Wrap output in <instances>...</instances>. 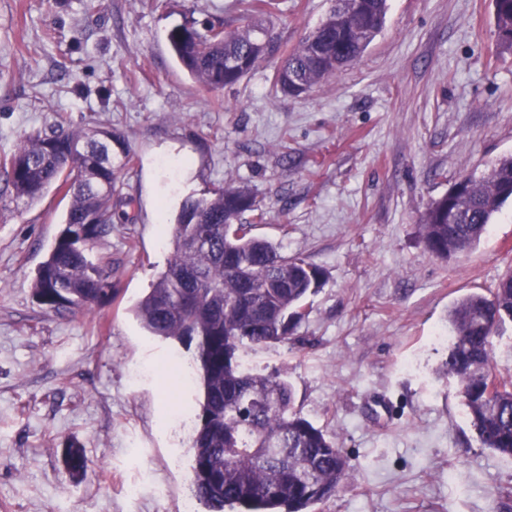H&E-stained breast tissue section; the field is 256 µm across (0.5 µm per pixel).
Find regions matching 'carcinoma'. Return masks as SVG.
Here are the masks:
<instances>
[{
    "instance_id": "carcinoma-1",
    "label": "carcinoma",
    "mask_w": 512,
    "mask_h": 512,
    "mask_svg": "<svg viewBox=\"0 0 512 512\" xmlns=\"http://www.w3.org/2000/svg\"><path fill=\"white\" fill-rule=\"evenodd\" d=\"M500 46L512 51V0H493ZM278 0H249L248 18L269 15ZM388 0H334L321 23L281 59L273 85L306 92L357 63L381 33ZM169 49L189 75L209 91L238 83L277 48L270 27L254 21L192 33L176 26ZM113 138L103 126L49 129L23 138L8 160L12 200L25 206L51 188L70 198L64 228L38 269L34 296L48 312L86 314L101 306L112 283L111 262L93 253L112 232L117 180ZM512 200V156L476 179L464 176L420 214L426 249L442 259L461 254L487 233L494 216ZM264 212L246 185H228L210 199L183 202L172 228V252L133 312L151 336L193 349L191 376L199 385L197 425L191 439L195 496L207 512H309L329 500L347 478L341 448L295 408L288 372H253L241 354L288 338L303 317L307 295L325 272L300 257L281 254L242 222ZM96 223H86L89 216ZM451 343L443 363L453 377L470 425L482 445L512 458V380L497 378L488 395L490 339L512 322V269L488 293H470L448 313ZM66 469L84 473L88 459L68 447Z\"/></svg>"
}]
</instances>
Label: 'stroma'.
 <instances>
[{"instance_id":"stroma-1","label":"stroma","mask_w":512,"mask_h":512,"mask_svg":"<svg viewBox=\"0 0 512 512\" xmlns=\"http://www.w3.org/2000/svg\"><path fill=\"white\" fill-rule=\"evenodd\" d=\"M332 0H280L279 49L212 92L173 59L169 30L244 25L240 0H0V512H205L192 493L195 390L172 393L179 344L132 307L171 253L189 198L248 185L255 236L326 273L286 341L246 350L284 370L302 416L350 459L312 512H512V459L482 447L443 371L448 310L512 267V204L471 250L441 259L419 215L460 175L512 155V52L492 0H389L382 32L336 78L289 96L272 75ZM108 125L126 217L94 252L114 298L44 310L32 282L69 200L12 201L5 162L54 124ZM131 165H124V158ZM88 468L72 479L69 442Z\"/></svg>"}]
</instances>
